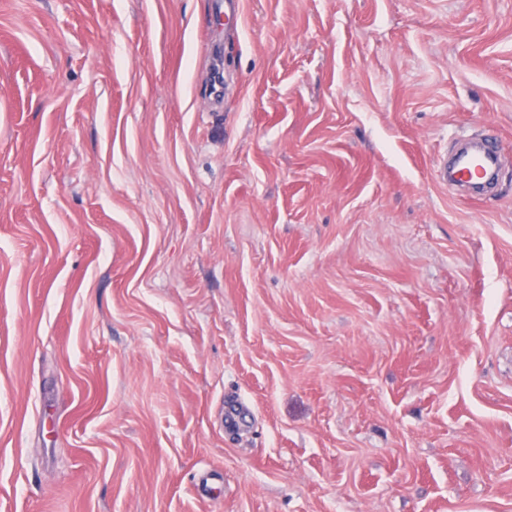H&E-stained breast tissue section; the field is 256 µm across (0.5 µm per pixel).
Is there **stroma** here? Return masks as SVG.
<instances>
[{"label":"stroma","mask_w":512,"mask_h":512,"mask_svg":"<svg viewBox=\"0 0 512 512\" xmlns=\"http://www.w3.org/2000/svg\"><path fill=\"white\" fill-rule=\"evenodd\" d=\"M215 3L0 0V512H512V0ZM498 162V152L490 141L480 144V148L464 151L452 169V178L474 186L487 183L493 166Z\"/></svg>","instance_id":"35a3bbf8"}]
</instances>
